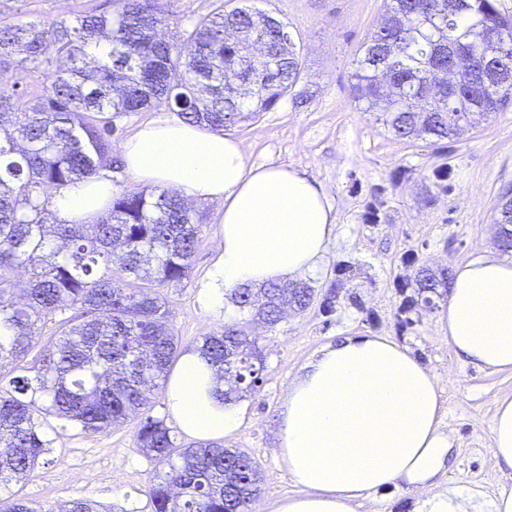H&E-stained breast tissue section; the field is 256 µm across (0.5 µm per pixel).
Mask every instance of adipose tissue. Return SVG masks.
Wrapping results in <instances>:
<instances>
[{
    "instance_id": "adipose-tissue-1",
    "label": "adipose tissue",
    "mask_w": 512,
    "mask_h": 512,
    "mask_svg": "<svg viewBox=\"0 0 512 512\" xmlns=\"http://www.w3.org/2000/svg\"><path fill=\"white\" fill-rule=\"evenodd\" d=\"M127 173L144 186L190 201H220L216 253L198 291L206 309L226 308L232 290L314 275L335 237L336 214L314 181L286 167H251L242 146L181 119L142 123L121 145ZM108 173L56 192L59 223L91 224L112 198ZM440 334L464 362L512 371V259L483 254L457 264ZM213 369L187 349L164 393L188 438L219 441L242 426L244 411L217 401ZM442 388L396 341L348 336L288 385L276 454L296 494L273 512H355L388 490L416 493L414 512H512V490L442 486L455 437L443 425ZM491 451L512 474V397L498 399Z\"/></svg>"
}]
</instances>
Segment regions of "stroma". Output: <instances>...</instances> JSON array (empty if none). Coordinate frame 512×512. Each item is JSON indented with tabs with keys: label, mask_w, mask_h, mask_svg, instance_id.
Returning a JSON list of instances; mask_svg holds the SVG:
<instances>
[{
	"label": "stroma",
	"mask_w": 512,
	"mask_h": 512,
	"mask_svg": "<svg viewBox=\"0 0 512 512\" xmlns=\"http://www.w3.org/2000/svg\"><path fill=\"white\" fill-rule=\"evenodd\" d=\"M283 20L300 53L303 72L295 90L308 102L284 98L255 121L227 129L248 164L292 167L314 180L336 209V238L320 271L310 277L316 293L334 283L343 288L333 313L312 303L302 314L287 313L273 329H258L263 383L246 395L248 417L225 447L241 448L258 462L262 493L254 512H270L273 502L293 494L275 453L279 412L289 382L325 347L345 336H388L408 347L439 379L446 409L444 424L456 438L449 477L457 485L493 493L512 488L491 452L497 400L512 394V372L482 370L460 360L437 334L445 310L406 308L398 284L413 275L408 256L430 267L498 251L496 206L512 190V107L493 113L455 141L433 146L395 137L350 96L352 63L366 35L380 21L385 0H225ZM112 0H7L6 15L52 22L76 14L110 11ZM447 170V180L436 177ZM207 222L193 257L189 280L165 287L174 330L182 347L220 331L223 317L204 309L198 290L217 247L224 211L204 202ZM355 267L340 281L343 263ZM41 464L25 481L11 484L16 497L41 512L83 498L97 512H152L145 490L160 468L136 443V424L102 433L75 424L50 433Z\"/></svg>",
	"instance_id": "35a3bbf8"
}]
</instances>
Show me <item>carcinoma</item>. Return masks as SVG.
<instances>
[{"mask_svg": "<svg viewBox=\"0 0 512 512\" xmlns=\"http://www.w3.org/2000/svg\"><path fill=\"white\" fill-rule=\"evenodd\" d=\"M270 19L214 0L176 42L161 0H118L113 14L50 24L0 20V69L19 54L21 70L49 81L40 94L0 81V364L30 357L33 372L5 384L0 371V491L39 464L50 444L47 417L89 432L136 419L139 448L168 468L147 490L154 512H253L262 475L251 455L214 442L186 446L151 415L180 355L162 288L190 278L203 213L155 188L112 194L95 224H50L48 191L120 170L116 119L155 100L216 132L275 109L302 62L288 26ZM484 28L512 43V15L497 0H386L382 23L354 59V100L401 139L459 138L512 105V61L496 88L485 86L482 61L496 43ZM22 272L25 300L16 303ZM450 285L448 270L423 265L400 288L414 289L415 307ZM314 297L303 281L233 290L242 318L197 343L224 401L262 381L250 323L273 328L283 306L301 313ZM0 512L39 510L0 498Z\"/></svg>", "mask_w": 512, "mask_h": 512, "instance_id": "1", "label": "carcinoma"}]
</instances>
